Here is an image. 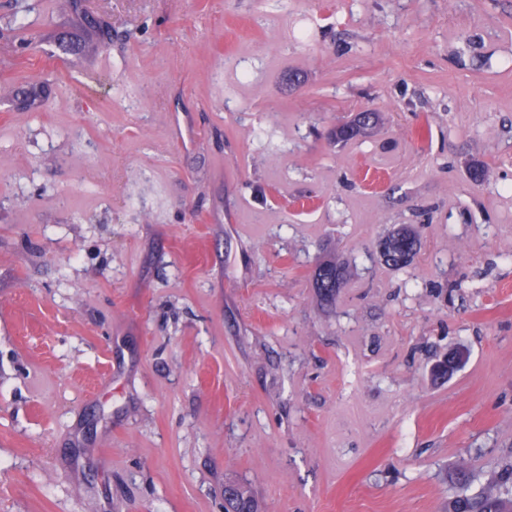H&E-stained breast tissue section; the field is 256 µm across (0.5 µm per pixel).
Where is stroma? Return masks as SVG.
<instances>
[{"label": "stroma", "mask_w": 512, "mask_h": 512, "mask_svg": "<svg viewBox=\"0 0 512 512\" xmlns=\"http://www.w3.org/2000/svg\"><path fill=\"white\" fill-rule=\"evenodd\" d=\"M0 85V512H453L512 463V0H0ZM367 112H370L372 114L373 119L371 115H365L363 119L364 123L370 124L372 120V125L367 129H363L361 127V121L359 120V118L362 117ZM380 121L381 116L379 112H372V110H364L363 112H359L353 121L339 125L338 129L334 132L333 140L334 142H336V144L351 141L356 137L365 134L368 130L377 126ZM418 241L417 231L411 225H404L391 232L380 242L385 263L395 268H401L410 264L418 252ZM407 246H410L413 251L412 256L409 258L405 250ZM348 272L346 268L329 259L317 264L312 286L317 296L326 304L336 303L341 288L345 287Z\"/></svg>", "instance_id": "stroma-1"}]
</instances>
